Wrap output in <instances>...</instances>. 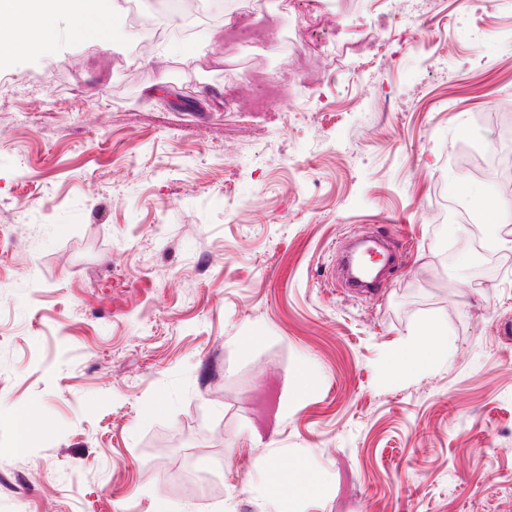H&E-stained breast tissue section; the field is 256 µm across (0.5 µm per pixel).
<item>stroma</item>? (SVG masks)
I'll return each mask as SVG.
<instances>
[{
  "label": "stroma",
  "instance_id": "1",
  "mask_svg": "<svg viewBox=\"0 0 512 512\" xmlns=\"http://www.w3.org/2000/svg\"><path fill=\"white\" fill-rule=\"evenodd\" d=\"M427 3L367 64L370 0H319L322 83L261 112L198 16L0 48V512H512V222L486 282L479 220L437 218L512 201L460 167L512 114V0ZM362 226L409 247L377 299L335 276ZM429 324L447 363L393 372Z\"/></svg>",
  "mask_w": 512,
  "mask_h": 512
}]
</instances>
